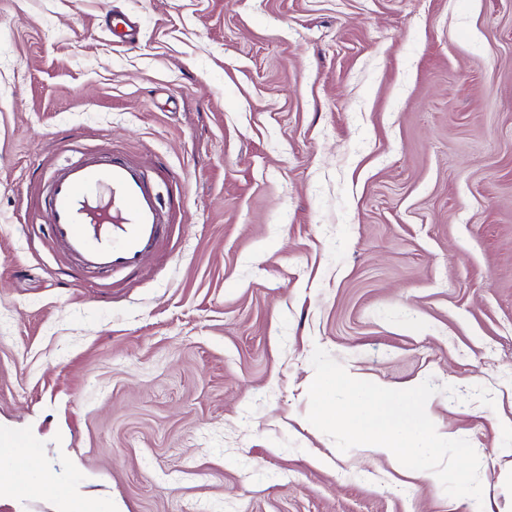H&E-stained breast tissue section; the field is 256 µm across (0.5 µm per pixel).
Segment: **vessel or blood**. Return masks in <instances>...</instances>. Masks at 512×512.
Returning a JSON list of instances; mask_svg holds the SVG:
<instances>
[{"label":"vessel or blood","mask_w":512,"mask_h":512,"mask_svg":"<svg viewBox=\"0 0 512 512\" xmlns=\"http://www.w3.org/2000/svg\"><path fill=\"white\" fill-rule=\"evenodd\" d=\"M48 182L53 239L85 270H136L168 233V218L145 173L121 158L88 155L57 168ZM30 445L25 435H0V447L12 449V470L24 483L30 477Z\"/></svg>","instance_id":"vessel-or-blood-1"}]
</instances>
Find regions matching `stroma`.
<instances>
[{"label": "stroma", "instance_id": "obj_1", "mask_svg": "<svg viewBox=\"0 0 512 512\" xmlns=\"http://www.w3.org/2000/svg\"><path fill=\"white\" fill-rule=\"evenodd\" d=\"M97 151L170 207L134 273L40 219ZM317 347L432 381L482 503L311 425ZM0 430V512H512V0H0Z\"/></svg>", "mask_w": 512, "mask_h": 512}]
</instances>
